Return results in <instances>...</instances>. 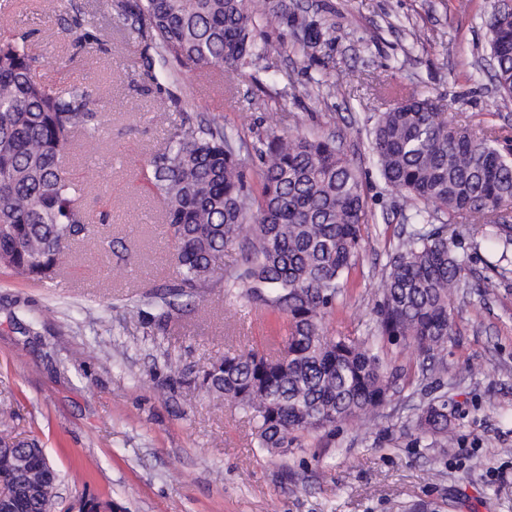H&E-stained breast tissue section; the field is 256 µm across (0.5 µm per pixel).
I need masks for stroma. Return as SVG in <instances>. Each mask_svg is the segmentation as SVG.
<instances>
[{
	"instance_id": "1",
	"label": "stroma",
	"mask_w": 512,
	"mask_h": 512,
	"mask_svg": "<svg viewBox=\"0 0 512 512\" xmlns=\"http://www.w3.org/2000/svg\"><path fill=\"white\" fill-rule=\"evenodd\" d=\"M497 0H269L279 16L261 23L264 53L243 76L226 66L179 73L141 58L148 38L109 25L106 0H17L0 34L25 35L47 84L88 91L101 118L96 138L75 137L63 158L83 184L81 207L97 250L73 244L53 283L0 269V429L38 436L61 478L63 506L83 493H111L114 512H512V272L495 269L493 230L450 225L470 257L467 288L454 297L456 328L443 369L421 372L411 347L385 344L401 367L373 423L271 454L224 400L167 379L166 361L198 371L228 347L268 349L270 320L238 290L208 291L193 310L158 330L154 311L129 318L126 304L168 282L176 269L164 206L143 170L182 125L217 119L239 132L250 185L255 153L270 133L342 135L367 193L363 249L347 298L325 317L335 336H365L379 283L402 224L369 154L378 113L408 93L429 96L455 123L512 139V98L491 78L486 20ZM82 27H74L75 14ZM318 36L313 57L297 49ZM166 100L168 112L154 107ZM27 312L34 334L15 320ZM116 353L102 364L99 345ZM442 397L451 439L420 435L411 419Z\"/></svg>"
}]
</instances>
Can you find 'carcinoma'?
<instances>
[{"label": "carcinoma", "instance_id": "carcinoma-1", "mask_svg": "<svg viewBox=\"0 0 512 512\" xmlns=\"http://www.w3.org/2000/svg\"><path fill=\"white\" fill-rule=\"evenodd\" d=\"M257 0H114L109 24L150 38L173 68L228 63L241 71L259 55ZM494 83L512 97V10L488 21ZM42 66L25 36L0 40V267L21 279L52 281L72 242H91L77 205L80 188L62 168L75 134L93 137L100 119L87 91L55 89L36 78ZM378 115L372 162L401 199L406 226L380 285L374 335L330 336L325 315L347 287L367 223L358 170L333 136L271 133L257 149L258 192L247 188L243 160L216 119L181 126L147 164L154 195L166 204L177 275L128 309L159 311L158 326L191 309L210 288H240L260 311L285 317L279 354L229 349L194 382L230 401L254 424L253 439L272 453L305 436L372 419L398 368L380 342H404L430 361L453 328L451 303L470 261L447 225L471 217L496 228L500 259L512 254V155L495 131L452 125L432 98L414 93ZM241 244L243 261L224 274V249ZM416 429L448 438L445 403L429 402ZM35 439L0 430V489L19 512H55L59 474ZM87 512H113L112 497L89 494Z\"/></svg>", "mask_w": 512, "mask_h": 512}]
</instances>
